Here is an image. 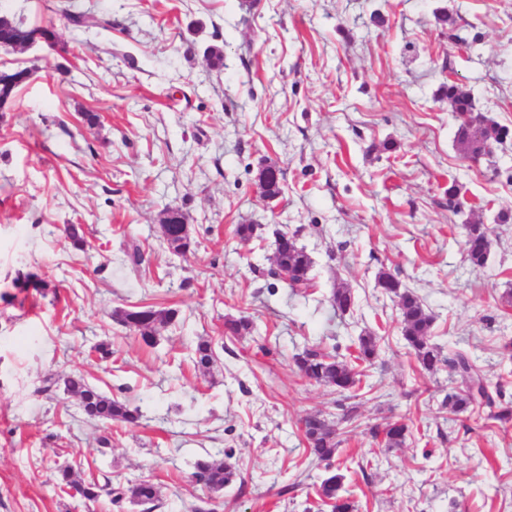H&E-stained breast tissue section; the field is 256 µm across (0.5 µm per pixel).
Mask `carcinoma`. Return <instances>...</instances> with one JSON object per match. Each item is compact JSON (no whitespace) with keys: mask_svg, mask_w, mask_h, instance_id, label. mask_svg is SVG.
<instances>
[{"mask_svg":"<svg viewBox=\"0 0 512 512\" xmlns=\"http://www.w3.org/2000/svg\"><path fill=\"white\" fill-rule=\"evenodd\" d=\"M25 28L14 24L6 15L0 16V39L6 43L17 44L23 38ZM442 92L452 111L457 113L459 124L456 139L464 150L475 155L489 154L492 145L500 143L509 136V128L496 122L487 121L482 131V139L475 138L472 111L476 110L471 96L450 81L442 85ZM277 169L268 166L260 172L265 193L274 198L281 192L280 178ZM161 228L168 247L176 254L183 255L189 251L192 240L189 236L188 224L183 214L175 209L163 211ZM466 229V259L469 264L480 269L488 261L491 241L487 229L482 224H468ZM273 264L288 270L290 281L288 286L294 290L313 287L310 271L312 260L304 248L298 246L296 239L286 237L281 241L274 253ZM377 284L386 292L399 298L401 312L402 336L409 349L414 352L420 365L428 372H433L438 365L448 367L461 378L464 388L448 393V409L453 412H466L480 407L497 408L494 418L506 421L512 418V402H503L500 388L492 389L484 380L472 359L464 352L456 351L444 356L442 348L431 342L433 317L424 308L420 298L407 288L391 273L381 271L377 275ZM331 302L337 310L346 313L354 308L355 297L352 290L345 286L336 287L332 291ZM176 311L156 310L151 307L123 312L120 322L141 336L148 344H153L158 328L171 323ZM251 321L240 316L224 319V335L236 337L250 333ZM379 350L378 337L371 334L360 336L352 358L345 359L332 355L318 347H310L296 355L295 364L302 375L310 381L336 388L337 391H349L359 386L361 372L357 367L370 363ZM214 355L210 343L198 342L195 350V367L207 370L213 363ZM64 391L79 401L83 413L102 422L137 423L143 417L139 407H130L102 393L89 384L81 375L73 374L63 378ZM373 436L384 435L385 445L395 448L403 445L408 428L398 422L370 428ZM304 435L308 443V453L312 460L326 463L330 469L336 447L339 444L337 430L326 419L312 415L304 421ZM233 454L225 456L208 455L192 463V477L210 493H219L236 481L237 473L231 462ZM59 485L63 492L80 497L83 500L95 501L105 494L110 502L117 504L127 498L131 502L145 507L147 512L159 506L158 487L149 480H140L127 486H112V479L101 474L99 478L83 479L71 465L58 468ZM344 475L338 471H330L317 488L320 500L332 507V512H354L355 506L343 495Z\"/></svg>","mask_w":512,"mask_h":512,"instance_id":"carcinoma-1","label":"carcinoma"}]
</instances>
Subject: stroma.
<instances>
[{
	"mask_svg": "<svg viewBox=\"0 0 512 512\" xmlns=\"http://www.w3.org/2000/svg\"><path fill=\"white\" fill-rule=\"evenodd\" d=\"M84 14L66 22L57 8ZM53 20L66 50L0 47V70L31 79L0 112V512H141L91 503L56 484L57 468L116 484L148 478L156 512H189L204 494L196 458L232 452L236 482L212 512H320L324 464L301 426L357 408L332 459L357 512H512V425L450 414L447 367L424 371L405 346L385 270L433 317L431 341L461 349L512 398V138L468 159L439 88L455 81L477 109L512 128V0H0ZM448 13L451 23L438 19ZM111 29L97 27L99 19ZM224 51V65L206 58ZM96 112L95 124L82 114ZM392 150H384V143ZM283 194L264 202L265 166ZM461 188L448 201L449 184ZM181 210L194 241L172 254L160 226ZM485 224V267L465 260V227ZM80 224L74 247L63 228ZM239 224L256 225L247 242ZM296 235L315 286L296 292L268 270L274 233ZM141 249L140 262L127 252ZM46 294L12 299L16 277ZM352 289L347 313L331 305ZM178 315L146 345L115 313ZM248 316L250 334L224 320ZM378 336L354 391L307 382L294 357ZM210 371L193 364L198 341ZM108 345L100 358L97 345ZM78 371L140 407L139 424L87 420L75 397L41 393ZM401 421L385 447L369 426ZM109 446H101L100 437ZM370 431L375 438H377L380 434H383L386 447L395 448L400 447L405 442L408 428L404 424L395 422L386 425L383 429H380L377 426L371 427Z\"/></svg>",
	"mask_w": 512,
	"mask_h": 512,
	"instance_id": "35a3bbf8",
	"label": "stroma"
}]
</instances>
